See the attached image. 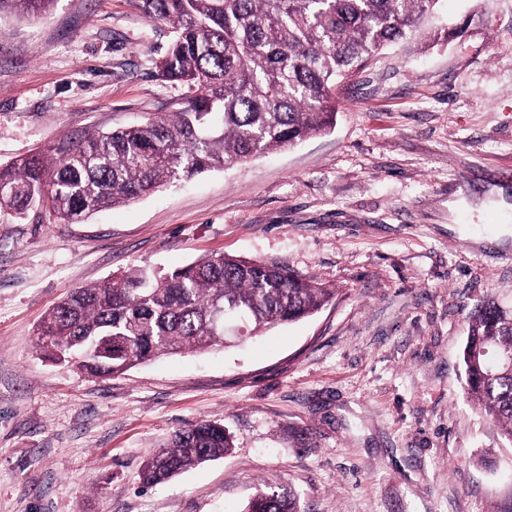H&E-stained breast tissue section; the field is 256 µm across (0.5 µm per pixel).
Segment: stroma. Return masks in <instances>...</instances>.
Masks as SVG:
<instances>
[{
	"mask_svg": "<svg viewBox=\"0 0 512 512\" xmlns=\"http://www.w3.org/2000/svg\"><path fill=\"white\" fill-rule=\"evenodd\" d=\"M459 30L449 43L434 29ZM141 0L0 18V165L174 111L170 43ZM326 134L58 222L0 212V512H243L262 484L300 512H512V443L467 400L470 316L512 305V0H442L435 24L336 95ZM284 262L334 289L314 315L96 378L41 352L77 288L204 254ZM223 458L142 487L191 424Z\"/></svg>",
	"mask_w": 512,
	"mask_h": 512,
	"instance_id": "stroma-1",
	"label": "stroma"
}]
</instances>
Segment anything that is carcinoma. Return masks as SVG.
<instances>
[{
  "instance_id": "1",
  "label": "carcinoma",
  "mask_w": 512,
  "mask_h": 512,
  "mask_svg": "<svg viewBox=\"0 0 512 512\" xmlns=\"http://www.w3.org/2000/svg\"><path fill=\"white\" fill-rule=\"evenodd\" d=\"M54 0H0V15H37ZM439 0H143L173 25L160 72L186 89L175 111L92 136L59 155L0 166V212L25 219L47 204L67 224L205 171L285 149L331 129L336 81L435 17ZM334 291L278 263L225 254L174 270L134 269L70 292L46 315L38 345L95 377L164 356L224 346L215 317L247 310L242 337L296 322ZM512 309L475 310L462 363L468 397L512 442ZM233 445L198 422L149 453L140 478L164 483ZM244 512H298L291 491L265 485Z\"/></svg>"
}]
</instances>
